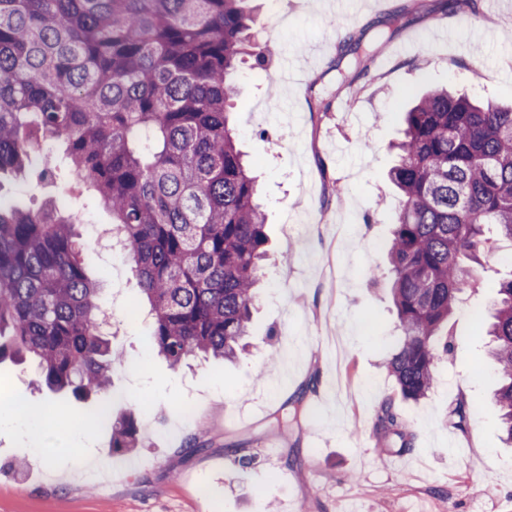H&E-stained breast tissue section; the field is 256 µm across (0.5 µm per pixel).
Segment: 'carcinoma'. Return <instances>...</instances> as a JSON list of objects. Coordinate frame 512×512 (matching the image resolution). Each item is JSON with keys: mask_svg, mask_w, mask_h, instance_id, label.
Returning a JSON list of instances; mask_svg holds the SVG:
<instances>
[{"mask_svg": "<svg viewBox=\"0 0 512 512\" xmlns=\"http://www.w3.org/2000/svg\"><path fill=\"white\" fill-rule=\"evenodd\" d=\"M244 0H0V175L39 185L67 178L112 212L147 299L152 346L173 369L191 357H237L248 335L266 217L229 125L236 65L253 22ZM368 71L369 48L349 50ZM400 193L387 278L400 335L388 372L405 400L424 399L451 343L443 333L477 286L496 225L512 242V105L431 89L405 112ZM75 224L56 202L37 211L0 199V356L39 359L41 381L77 398L111 386L97 284ZM503 433L512 443V277L493 321ZM112 447L135 448L134 414L110 423ZM376 430L409 441L390 401Z\"/></svg>", "mask_w": 512, "mask_h": 512, "instance_id": "obj_1", "label": "carcinoma"}]
</instances>
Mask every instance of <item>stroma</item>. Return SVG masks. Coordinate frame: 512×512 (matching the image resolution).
<instances>
[{
    "instance_id": "obj_1",
    "label": "stroma",
    "mask_w": 512,
    "mask_h": 512,
    "mask_svg": "<svg viewBox=\"0 0 512 512\" xmlns=\"http://www.w3.org/2000/svg\"><path fill=\"white\" fill-rule=\"evenodd\" d=\"M246 5L250 40L267 62L262 71L240 64L232 125L259 179L271 239L247 352L233 363L171 368L151 346L127 260L89 256L105 334L124 359L112 370L116 395L79 401L38 390L34 358L0 359V407L19 400L46 412L33 431L0 420V512H512V447L502 440L486 333L499 282L512 276V242L495 226L486 229L498 241L488 270L449 323L438 384L407 401L383 366L398 334L385 265L402 111L430 87L512 98V0H469L458 10L446 0H381L341 24L337 0ZM395 13L400 27L386 29ZM438 27L447 34L433 52L413 48ZM348 38L372 42L385 67L338 74ZM404 42L408 52L395 54ZM289 57L296 70L284 80ZM57 197L82 243L112 222L87 194ZM189 398L197 420L176 425ZM460 398L468 403L462 430L453 425ZM386 400L409 448L375 437ZM103 407L116 417L138 412V447L113 448L111 429L94 421ZM269 446L277 462L265 457ZM244 456L254 459L246 470Z\"/></svg>"
}]
</instances>
